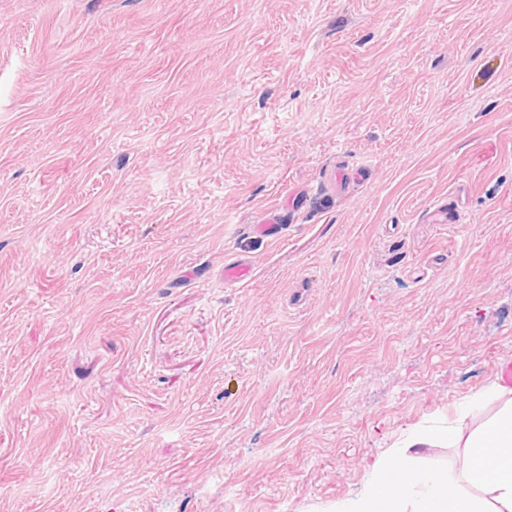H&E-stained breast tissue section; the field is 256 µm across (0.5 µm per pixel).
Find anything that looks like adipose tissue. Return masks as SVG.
Listing matches in <instances>:
<instances>
[{"label":"adipose tissue","instance_id":"ef3b65f1","mask_svg":"<svg viewBox=\"0 0 512 512\" xmlns=\"http://www.w3.org/2000/svg\"><path fill=\"white\" fill-rule=\"evenodd\" d=\"M480 400L493 408L486 420L471 421L464 407L456 426L410 440L408 455H381L365 489L336 512H512V389L491 386ZM442 444L461 449L460 470L421 467L422 448Z\"/></svg>","mask_w":512,"mask_h":512}]
</instances>
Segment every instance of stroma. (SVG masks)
<instances>
[{
	"label": "stroma",
	"mask_w": 512,
	"mask_h": 512,
	"mask_svg": "<svg viewBox=\"0 0 512 512\" xmlns=\"http://www.w3.org/2000/svg\"><path fill=\"white\" fill-rule=\"evenodd\" d=\"M502 361L512 0H0V512H333ZM252 275V265L250 261L238 258L224 264V282L225 283H243Z\"/></svg>",
	"instance_id": "35a3bbf8"
}]
</instances>
